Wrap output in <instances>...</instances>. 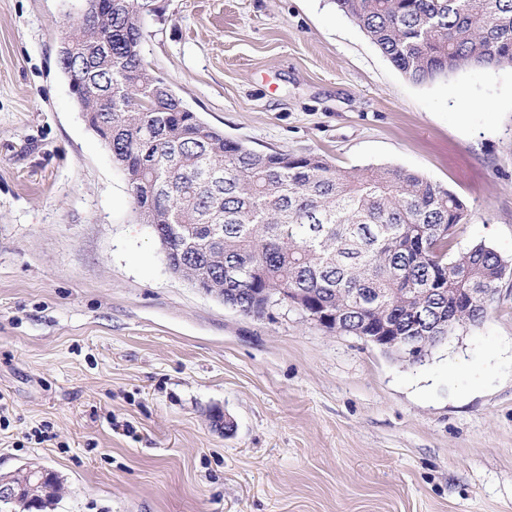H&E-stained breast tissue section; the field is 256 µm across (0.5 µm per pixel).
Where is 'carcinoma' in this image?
I'll return each mask as SVG.
<instances>
[{
	"mask_svg": "<svg viewBox=\"0 0 512 512\" xmlns=\"http://www.w3.org/2000/svg\"><path fill=\"white\" fill-rule=\"evenodd\" d=\"M411 82L469 68H512V0H333ZM150 0H105L108 15L62 32L63 76L98 95L77 100L112 145L138 219L166 233V267L224 289V304L261 317L305 296L342 312L328 330L418 337V362L459 330L483 324L504 259L478 242L457 249L448 231L464 203L426 176L388 165L341 170L314 153H259L187 108L142 54ZM111 45L112 57L103 54ZM474 301L448 322V289ZM56 476L10 512L55 505Z\"/></svg>",
	"mask_w": 512,
	"mask_h": 512,
	"instance_id": "carcinoma-1",
	"label": "carcinoma"
}]
</instances>
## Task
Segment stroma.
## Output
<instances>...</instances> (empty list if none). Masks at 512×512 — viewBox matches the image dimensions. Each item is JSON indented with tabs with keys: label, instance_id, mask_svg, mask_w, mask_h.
Here are the masks:
<instances>
[{
	"label": "stroma",
	"instance_id": "obj_1",
	"mask_svg": "<svg viewBox=\"0 0 512 512\" xmlns=\"http://www.w3.org/2000/svg\"><path fill=\"white\" fill-rule=\"evenodd\" d=\"M157 4L143 55L207 123L419 172L508 267L421 363L243 315L169 273L85 123L57 66L83 0H0V474L53 471L54 512H512V68L412 83L332 0Z\"/></svg>",
	"mask_w": 512,
	"mask_h": 512
}]
</instances>
